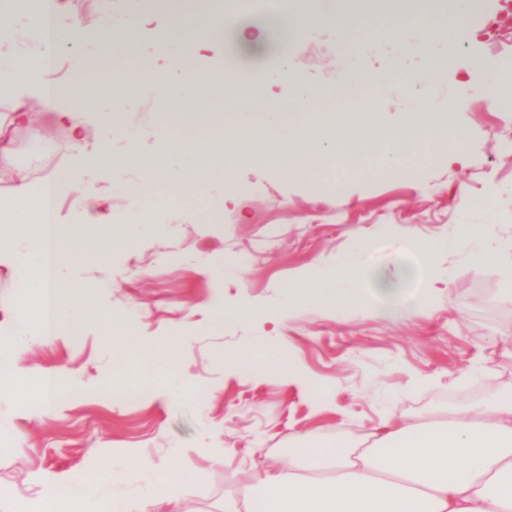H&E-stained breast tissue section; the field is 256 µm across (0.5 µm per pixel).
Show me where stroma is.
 I'll return each mask as SVG.
<instances>
[{
    "label": "stroma",
    "instance_id": "1",
    "mask_svg": "<svg viewBox=\"0 0 512 512\" xmlns=\"http://www.w3.org/2000/svg\"><path fill=\"white\" fill-rule=\"evenodd\" d=\"M421 6V0H361L358 15L375 17L380 27L404 26ZM133 7L147 11L151 4L63 0L61 19L81 17L92 33L108 15ZM509 13L512 0H479L454 43L424 50L413 48L410 35L401 43L373 35L349 51L335 30L307 27L290 47L294 70L331 94L368 79L382 100L385 129L402 126L412 109L397 84L428 71L433 58H447L431 96L439 109L459 99L452 120L465 136L468 162L452 165L431 154L383 174L300 181L249 161L235 172L237 202L225 203L220 183L205 192L223 204V219L205 217L186 190L162 201L164 223L143 225L134 245H117L105 261L86 253L65 272L96 284L83 333L30 343L16 356L27 374L62 371L68 393L51 406L0 400V486L33 500L42 473L66 472L96 482L108 508L125 499L127 488L107 477V466L137 448L195 478L183 512H222L225 499L246 488L259 491L262 470L290 443H359L385 414L444 417L483 400L491 384L511 385L512 297L462 249L437 255L435 265L449 281L415 318L388 319L358 304L338 316L312 306L283 311L291 281L314 266H334L360 235L375 243L369 266L400 274L401 293L417 299L427 276L413 253L385 237L391 225L429 240L452 238L456 225L470 224L499 256L512 257V112L492 104L488 76L490 68L512 65ZM98 49V40L85 39L49 75L58 83L80 75L97 87L90 140L111 138L118 150L131 135L152 151L155 131L172 111L187 117L195 138L213 135L197 120L209 110L204 97L172 106L145 78L124 112L106 123L112 75L81 73L77 60ZM27 105L42 133L14 130L13 161L38 181L62 175L75 162L66 149L68 131L40 97L30 96ZM138 178L130 168L109 181L86 165L83 182L62 190L58 223L77 236L90 234L78 217V196L106 189L113 208L129 207L135 203L129 186ZM219 298L255 314L212 328L211 306ZM119 315L137 328L135 352L99 337L102 323ZM259 354L265 368L251 375L232 362ZM487 366L494 380L483 377ZM121 371L128 388L111 387ZM165 378L193 390L194 399L167 403L155 387Z\"/></svg>",
    "mask_w": 512,
    "mask_h": 512
}]
</instances>
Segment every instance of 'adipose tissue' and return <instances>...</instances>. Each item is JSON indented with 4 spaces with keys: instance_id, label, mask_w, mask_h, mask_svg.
Wrapping results in <instances>:
<instances>
[{
    "instance_id": "adipose-tissue-1",
    "label": "adipose tissue",
    "mask_w": 512,
    "mask_h": 512,
    "mask_svg": "<svg viewBox=\"0 0 512 512\" xmlns=\"http://www.w3.org/2000/svg\"><path fill=\"white\" fill-rule=\"evenodd\" d=\"M471 8L470 0H459L457 18L447 25L420 10L411 22L418 44L426 47L455 37ZM166 10V20L158 24L139 11L110 19L98 35L104 53L84 58L83 69L112 72L117 89L113 112L121 111L120 90L130 87L131 81L117 68L109 48L131 46L146 37L161 56L170 43H179L181 66L152 71L151 80L165 100L180 101L199 93L217 111L223 109L226 99L238 96V85L231 76L204 66L202 48L228 39L234 54L256 61L264 53L265 37L248 32L238 9L223 8L220 27L192 8L170 4ZM315 18L334 23L337 35L351 46L376 32L388 39L402 36L398 29L377 31L367 20L352 21L342 0H326L324 10ZM42 40L41 23H33L29 54L0 57V103L9 104L12 122L26 126L30 115L24 110L21 93L39 91L54 109L57 122L68 129L73 148L89 151L92 162L106 176H120L131 162L139 166L141 178L131 188L138 198L158 196L174 174L185 187L203 189L214 179L231 182L237 164L247 160L264 161L269 168L306 180L324 171L377 174L416 160L427 151H448L452 163L466 159L464 138L449 118L457 110L456 101H449L446 116L417 112L409 126L380 136L369 128L377 100L364 103L354 95L350 98L352 110L328 112L325 96L297 74L290 77L292 111L275 106L260 112L239 110L230 119L233 137L214 139L209 160H202L193 140L176 131L178 117L174 114L156 131L165 162H157L153 154L134 144L116 157L108 146L91 145L86 140L85 114L97 106L93 91L71 82L52 84L46 80L40 58ZM170 158L177 159V169L167 166ZM453 241L469 246L475 262L497 278L505 294L512 295V261L481 245L471 225H458ZM371 246V239L358 238L355 251L334 269L314 268L296 278L289 285V308L311 305L340 312L357 303L392 319L421 312L425 301H404L389 275L363 264L362 257ZM369 279L374 282L370 289L365 286ZM373 437V445L367 448L325 442L289 452L286 463L266 470L261 496L243 493L225 501L224 512H512V386L496 388L487 403L472 406L442 424L386 416ZM151 468L157 469V477L151 484L140 485L139 475ZM112 474L131 486L128 502L115 505L113 512H153L161 499L178 504L192 484L188 475L168 467L155 468L148 456L134 450L113 461ZM40 484L41 495L34 501L19 499L0 486V512H102L97 489L90 482L48 472Z\"/></svg>"
}]
</instances>
